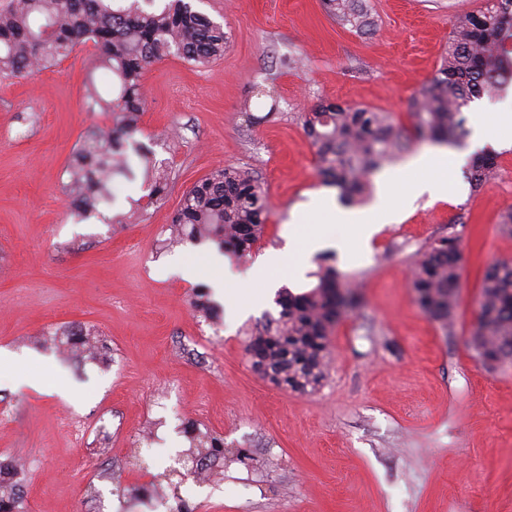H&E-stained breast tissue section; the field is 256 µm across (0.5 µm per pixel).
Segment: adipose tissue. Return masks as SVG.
<instances>
[{
    "label": "adipose tissue",
    "mask_w": 512,
    "mask_h": 512,
    "mask_svg": "<svg viewBox=\"0 0 512 512\" xmlns=\"http://www.w3.org/2000/svg\"><path fill=\"white\" fill-rule=\"evenodd\" d=\"M472 145L485 144L502 149H512V92L499 103L496 111L487 113L474 130ZM306 228H292L282 249L265 253L257 258L245 273L234 272L223 255L207 253L206 260L214 270L210 285L217 298L236 305L238 312H245L246 303L240 302L238 290L247 283H259L266 289L275 288L278 280L272 269L282 268L288 277L300 276L310 263L312 255L323 247L325 239L320 229L327 224L346 225L359 248H367L375 234L376 225L364 221L355 213L341 209L311 207L306 215Z\"/></svg>",
    "instance_id": "adipose-tissue-1"
}]
</instances>
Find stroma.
I'll list each match as a JSON object with an SVG mask.
<instances>
[{
	"mask_svg": "<svg viewBox=\"0 0 512 512\" xmlns=\"http://www.w3.org/2000/svg\"><path fill=\"white\" fill-rule=\"evenodd\" d=\"M221 24L223 58L202 68L176 57L145 74L137 141L171 172L160 203L143 181L117 190L102 217L74 216L63 193L86 131L112 124L85 97L92 45L22 79L0 78V350L29 357L35 390L0 374V457L35 461L26 512H512V364L487 369L469 345L486 264L512 260V149L472 189L456 157L436 166L444 196L405 197L415 181L398 159L375 174L357 212L379 227L369 248L336 225L342 273L360 276L363 305L335 329L327 376L313 393L281 389L253 367L250 336L275 303L229 319L223 302L200 318L192 300L212 272L213 241L166 246L183 193L211 171L250 169L263 183L266 234L250 267L313 202L322 184L302 115L322 101L392 112L440 65L456 14L480 0H365L370 27L336 23L321 0H189ZM266 87L256 97L255 86ZM401 176L383 193L385 175ZM399 210L383 223L376 203ZM455 233L465 263L452 330L413 301L409 265ZM198 266L196 282L171 271ZM68 325L95 328L107 363L47 341ZM223 438L204 482L178 495L153 486L189 448L184 427Z\"/></svg>",
	"mask_w": 512,
	"mask_h": 512,
	"instance_id": "stroma-1",
	"label": "stroma"
}]
</instances>
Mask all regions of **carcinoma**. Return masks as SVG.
<instances>
[{"label":"carcinoma","instance_id":"1","mask_svg":"<svg viewBox=\"0 0 512 512\" xmlns=\"http://www.w3.org/2000/svg\"><path fill=\"white\" fill-rule=\"evenodd\" d=\"M7 0L0 6V77L23 78L55 65L88 42L95 66L108 72L101 91L91 85V106L121 113L107 128H92L81 138L68 165L65 193L81 216L101 214L112 204L116 178L152 181L150 202L164 200L167 174L153 152L132 139L139 129L145 95L143 77L153 63L173 55L192 66H206L224 56V27L191 10L185 0ZM325 12L343 26H369L361 0H322ZM512 0H481L456 17L441 67L408 101L412 126L391 112L321 102L303 115L306 134L317 149L322 182L352 200L372 177L416 142L458 144L468 136L465 109L475 99L493 98L512 79ZM495 157H479L466 170L479 189L496 173ZM268 206L264 185L251 171L218 168L183 194L171 221V241L207 239L243 255L265 234ZM463 253L450 233L420 250L411 266L410 284L421 310L444 329L452 327L459 304ZM316 283L303 292L281 289L278 317L249 339L253 366L275 385L298 393L315 390L325 379L329 341L360 304L359 281L332 266L313 273ZM477 323L470 345L479 361L494 369L512 361V262L496 261L483 273L476 299ZM50 340L79 351L99 342L87 328L63 327ZM192 447L204 456L223 454V440L191 429ZM13 464L0 461V512H20L19 497L7 483Z\"/></svg>","mask_w":512,"mask_h":512}]
</instances>
